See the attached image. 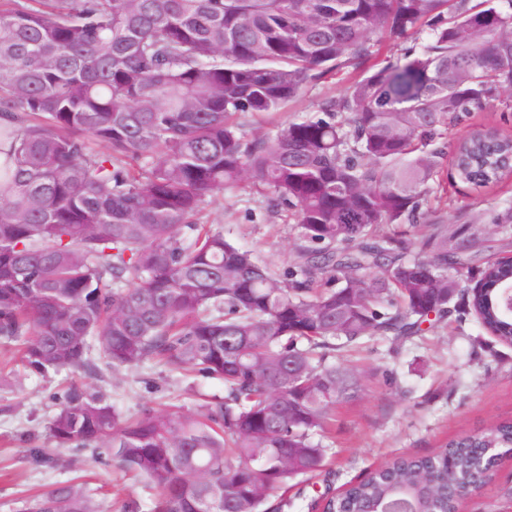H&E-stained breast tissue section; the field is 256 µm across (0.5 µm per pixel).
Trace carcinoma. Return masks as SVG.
Masks as SVG:
<instances>
[{
  "label": "carcinoma",
  "instance_id": "cac0c4a2",
  "mask_svg": "<svg viewBox=\"0 0 512 512\" xmlns=\"http://www.w3.org/2000/svg\"><path fill=\"white\" fill-rule=\"evenodd\" d=\"M384 37L419 45L367 66ZM345 67L359 78L314 115L246 133ZM496 102L512 107V0H0V340L39 373L158 359L224 380L222 401L131 417L75 383L51 435L147 479L149 512H259L322 467L336 403L359 393L337 353L376 336L398 349L454 312L512 345V261L490 255L512 245V207L490 209L494 245L426 208L449 180L512 171V140L442 142ZM238 188L294 218L284 274L202 224ZM480 448H512V421L395 459L325 507L456 512ZM32 512L99 510L65 481Z\"/></svg>",
  "mask_w": 512,
  "mask_h": 512
}]
</instances>
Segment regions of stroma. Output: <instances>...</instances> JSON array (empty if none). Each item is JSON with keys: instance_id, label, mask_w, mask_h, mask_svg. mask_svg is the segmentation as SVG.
<instances>
[{"instance_id": "1", "label": "stroma", "mask_w": 512, "mask_h": 512, "mask_svg": "<svg viewBox=\"0 0 512 512\" xmlns=\"http://www.w3.org/2000/svg\"><path fill=\"white\" fill-rule=\"evenodd\" d=\"M354 77L352 68L337 70L263 123V131L315 111L324 97L343 95ZM485 130L512 138V111L494 104L464 114L445 138L454 143ZM446 189L448 208L441 218L448 225L463 213L491 235L495 228L487 222L488 211L512 206V173L479 190L453 183ZM207 213L209 223L222 225L226 236L273 273L282 274L293 264L299 244L295 221L288 213L270 212L263 196L228 190L210 203ZM389 348L388 341L375 338L344 353L343 363L361 371L359 395L337 404L336 420L324 439V466L313 477L289 482L287 505L279 512H322L327 498L394 457L428 455L458 435L512 419V346L480 332L474 318L461 323L448 317L426 328L400 353ZM13 354V346L0 345V376L10 380L0 386V512H29L35 495L69 479L84 484L100 512H147L151 491L142 477L125 476L112 464L73 454L49 433V421L78 372L12 370L5 362ZM97 386L126 414L145 404L191 407L199 395L224 396L223 381L183 376L154 361L121 379L104 374ZM46 453L52 462L43 461ZM462 512H512V456L463 503Z\"/></svg>"}]
</instances>
